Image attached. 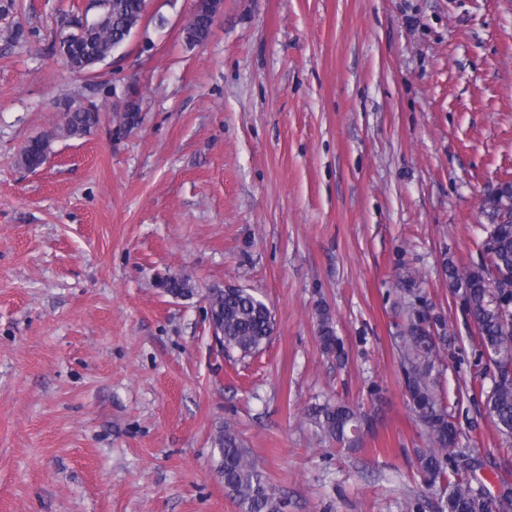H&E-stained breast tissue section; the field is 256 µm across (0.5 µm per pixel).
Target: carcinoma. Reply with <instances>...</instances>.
<instances>
[{
    "label": "carcinoma",
    "mask_w": 512,
    "mask_h": 512,
    "mask_svg": "<svg viewBox=\"0 0 512 512\" xmlns=\"http://www.w3.org/2000/svg\"><path fill=\"white\" fill-rule=\"evenodd\" d=\"M147 0H109L108 16L103 25L83 34L82 49L99 61L112 55L116 35H130L146 14ZM206 21L186 25L184 38L188 45L202 42ZM101 122L97 106L85 112L63 113V134L81 137ZM50 144L45 137L28 140L21 153V164L36 169L42 164L40 147ZM483 261L464 265L450 256L443 260L448 283L465 288L464 309L478 324V346L486 352L512 356V227L490 241ZM211 314L224 328V350L246 357L260 351L273 332L270 309L266 303L245 288L219 290L207 296ZM399 314L404 328L397 341L400 368L407 373L404 383L409 395L412 415L421 427L425 447L416 451L417 471L428 487L437 491L436 512H494L495 499L482 491L484 482L478 477L480 465L448 461V454L457 445L458 429L453 422L452 408L437 393L443 357L440 344L424 335H447L444 317L430 315L417 307L415 301H403ZM318 339L323 352L338 360L345 356L336 336L329 313L320 309ZM486 414L498 432L512 437V384L494 388L486 401ZM319 429L321 438L342 447L355 448L367 424L359 408L343 403H324L308 413ZM217 472L224 479V489L233 497L240 512H283L286 502L278 489L257 466L238 434L231 428L221 430L215 439Z\"/></svg>",
    "instance_id": "cac0c4a2"
}]
</instances>
